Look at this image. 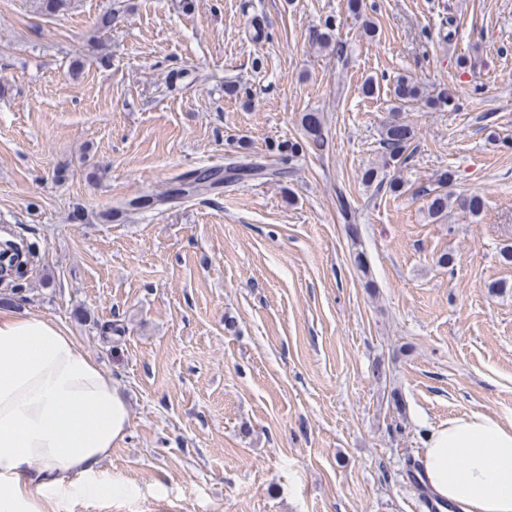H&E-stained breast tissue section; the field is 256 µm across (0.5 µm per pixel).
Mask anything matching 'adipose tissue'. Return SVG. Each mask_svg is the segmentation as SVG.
Returning <instances> with one entry per match:
<instances>
[{
	"mask_svg": "<svg viewBox=\"0 0 512 512\" xmlns=\"http://www.w3.org/2000/svg\"><path fill=\"white\" fill-rule=\"evenodd\" d=\"M128 420L119 385L68 330L0 309V512L130 495L101 469ZM421 468L431 492L463 512H512V422L449 419L428 436Z\"/></svg>",
	"mask_w": 512,
	"mask_h": 512,
	"instance_id": "ef3b65f1",
	"label": "adipose tissue"
}]
</instances>
